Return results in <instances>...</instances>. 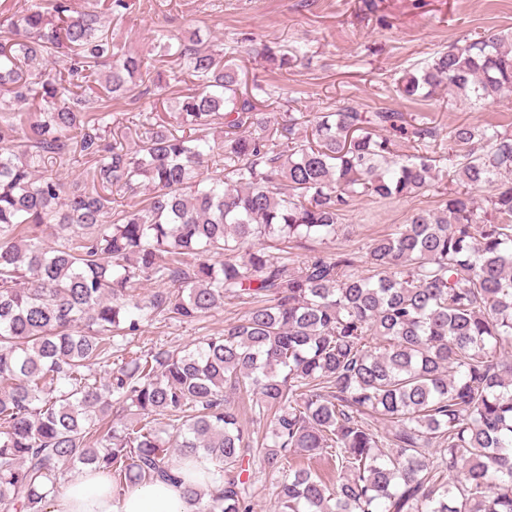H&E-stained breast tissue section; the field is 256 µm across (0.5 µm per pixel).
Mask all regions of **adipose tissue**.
Instances as JSON below:
<instances>
[{
	"mask_svg": "<svg viewBox=\"0 0 512 512\" xmlns=\"http://www.w3.org/2000/svg\"><path fill=\"white\" fill-rule=\"evenodd\" d=\"M51 512H194L176 485L154 481L114 497L103 478L83 473L68 481Z\"/></svg>",
	"mask_w": 512,
	"mask_h": 512,
	"instance_id": "1",
	"label": "adipose tissue"
}]
</instances>
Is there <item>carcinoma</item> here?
Returning <instances> with one entry per match:
<instances>
[{
	"mask_svg": "<svg viewBox=\"0 0 512 512\" xmlns=\"http://www.w3.org/2000/svg\"><path fill=\"white\" fill-rule=\"evenodd\" d=\"M125 7L41 0L0 35V512H46L70 465L253 512L256 454L285 475L275 512H512V132L450 128L443 206L373 240L364 270L344 252L297 263L290 244L336 239L353 201L442 181L439 128L348 104L279 121L226 55L159 33L192 88L166 119L135 115V146L108 141L98 110L148 76L105 31ZM264 55L309 60L304 45ZM96 74L104 96L72 90ZM396 88L498 100L512 33L452 44ZM36 98L43 111L17 108ZM70 146L93 164L73 190L46 165ZM118 192L143 199L118 209ZM227 300L246 313L194 349L127 350L155 318L199 322ZM322 452L334 488L297 463Z\"/></svg>",
	"mask_w": 512,
	"mask_h": 512,
	"instance_id": "cac0c4a2",
	"label": "carcinoma"
}]
</instances>
